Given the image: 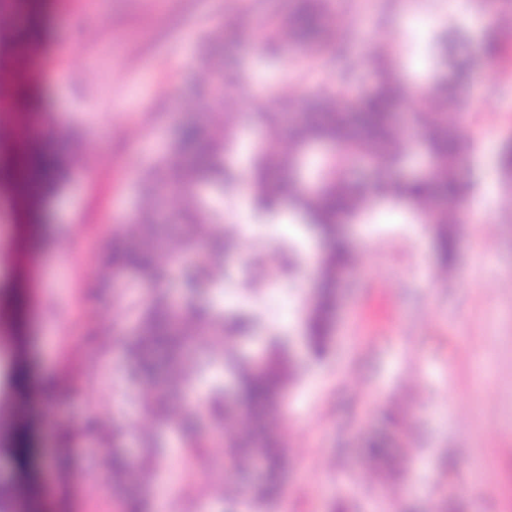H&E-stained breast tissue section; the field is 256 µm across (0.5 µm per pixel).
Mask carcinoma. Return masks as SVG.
Instances as JSON below:
<instances>
[{"instance_id":"cac0c4a2","label":"carcinoma","mask_w":512,"mask_h":512,"mask_svg":"<svg viewBox=\"0 0 512 512\" xmlns=\"http://www.w3.org/2000/svg\"><path fill=\"white\" fill-rule=\"evenodd\" d=\"M287 29L288 38L305 51L329 45L334 27L327 0H299ZM435 55L451 74L438 75L432 88L420 95L427 101L423 108L414 107L409 88L394 76L388 52L345 58L336 70V81L346 82L367 65L375 76L371 88L351 107L332 90L298 99L288 152H279L270 144L251 163L253 204L268 214L288 204L322 244L318 283L304 303L302 318V339L315 358L325 355L331 341L341 274L359 259L341 221L361 220L378 201L401 203L426 226L445 260L453 258L454 225L461 217L439 204V199L453 202L471 192V183L459 174L471 144L458 132L461 113L445 112L443 106L457 103L454 80L467 62L455 55L446 35L438 37ZM207 75L202 102L205 118L182 124L169 150L145 170L139 209L128 223L112 229V241L101 258L106 278L98 287L110 288L113 280L130 275L147 289L136 300L137 323L122 345L131 393L157 425L178 431L181 447L189 454L201 453L210 436L218 435L225 439V468L244 469L253 457H261L262 479L237 487L234 493L250 502L255 512H263L285 494V443L278 417L298 372L292 345L281 334L268 335L262 364L246 356L240 341L255 335L259 319L246 307L226 314L215 301V294L223 292L226 258L241 247L243 229L219 223L218 212L204 203L206 189L218 195L229 193L240 178L230 163L237 146L236 120L232 113L222 112L224 123L213 124V110L224 103L211 90L229 78L240 83L244 76L230 70L220 57L208 61ZM404 106L409 110L405 131L395 121ZM255 115L269 136H275L281 113L260 103ZM413 142L420 143L431 159L430 176L379 181L370 187L349 176L347 166L355 158L366 157L378 166H398ZM322 143L331 145L332 152L323 159L319 184L311 190L296 170L306 149ZM48 166L44 161L25 170V187L36 188ZM170 195L183 201L178 224L161 220L163 202ZM278 251L280 257L267 269L270 283L286 274L295 255L292 248L280 246ZM165 254L171 260L181 254L191 259L182 270L184 284L190 289H209L208 306L199 307L193 299L176 305L156 291L166 271ZM204 336L214 338L208 350L200 348ZM122 438V428L112 427L115 488L150 485L161 464L159 437H142L135 460L119 451ZM360 455L370 467V477L387 462L389 449L384 441L373 440Z\"/></svg>"}]
</instances>
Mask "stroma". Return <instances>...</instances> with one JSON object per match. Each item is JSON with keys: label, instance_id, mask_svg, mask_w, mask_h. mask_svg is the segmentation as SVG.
<instances>
[{"label": "stroma", "instance_id": "35a3bbf8", "mask_svg": "<svg viewBox=\"0 0 512 512\" xmlns=\"http://www.w3.org/2000/svg\"><path fill=\"white\" fill-rule=\"evenodd\" d=\"M39 0L44 41L20 51L25 124L56 160L39 195L0 179V456L27 452L0 481V512L23 499L29 512H125L112 489L103 425L134 426L128 447L154 424L132 400L121 347L136 324L131 305L94 286L96 260L112 228L140 201L143 169L173 141L199 105L210 39L245 76L230 90L240 142L235 165L248 169L264 140L257 102L283 90L308 94L366 91L368 69L336 82V54L382 47L399 78L430 85L441 32L471 61L459 86L461 131L472 144L460 167L470 198L453 204L462 221L451 274L430 235L399 206L382 204L361 224H344L363 255L345 271L327 354L296 355L300 380L285 397L288 512H512V182L494 155L512 138V37L483 23L481 8L457 0H338V49L303 53L287 38L267 52L256 20H287L294 0ZM502 51L484 52L487 38ZM494 196L479 213L468 202ZM299 241V263L268 290L243 298L256 253ZM321 246L289 213L252 225L229 256L225 310L249 306L272 328L295 333L299 311L317 285ZM168 458L147 491L149 512H247L230 503L242 473L224 469V444L212 438L196 458L165 430ZM385 436L391 464L377 480L362 476L359 450Z\"/></svg>", "mask_w": 512, "mask_h": 512}]
</instances>
